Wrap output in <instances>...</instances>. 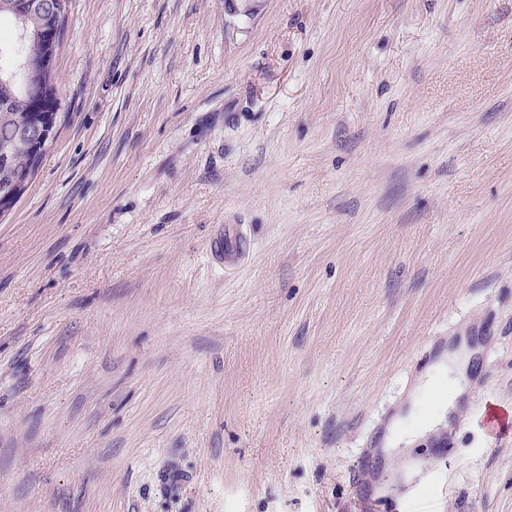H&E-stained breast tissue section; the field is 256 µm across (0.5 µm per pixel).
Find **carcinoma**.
I'll return each instance as SVG.
<instances>
[{"label":"carcinoma","instance_id":"1","mask_svg":"<svg viewBox=\"0 0 512 512\" xmlns=\"http://www.w3.org/2000/svg\"><path fill=\"white\" fill-rule=\"evenodd\" d=\"M47 0H0V17L16 19L28 16L29 35L21 39L12 35L9 42L0 41V143L9 144L6 156H0V187L21 181L30 186L38 172L32 162L31 140L24 128L39 122L49 112L58 116L60 101L53 84V72H40L41 86L30 91L27 75L20 68L26 61L42 59L43 45L39 30L45 22L42 4Z\"/></svg>","mask_w":512,"mask_h":512}]
</instances>
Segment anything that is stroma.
<instances>
[{"instance_id": "obj_1", "label": "stroma", "mask_w": 512, "mask_h": 512, "mask_svg": "<svg viewBox=\"0 0 512 512\" xmlns=\"http://www.w3.org/2000/svg\"><path fill=\"white\" fill-rule=\"evenodd\" d=\"M68 0L0 216V512H512V0ZM246 255L215 260L218 233ZM468 358L459 361L454 355H448V364L441 362L427 372L425 375L426 379L423 383V389L427 388L431 382L437 378L448 379V397L442 399L435 412L427 417V419L416 429L408 432L397 430L393 433L388 441V445L391 448H383L387 453L397 450L398 445H410L413 444L417 439L424 436L426 433L435 430L440 424L441 420L444 419L445 415L449 416L456 410L457 399L463 392V386L460 380L464 377V372L468 364ZM483 380L484 376L475 378L470 391L459 400L466 409L473 407L478 410L486 436L497 440L504 432L512 433V408L504 407L495 400L483 399Z\"/></svg>"}]
</instances>
